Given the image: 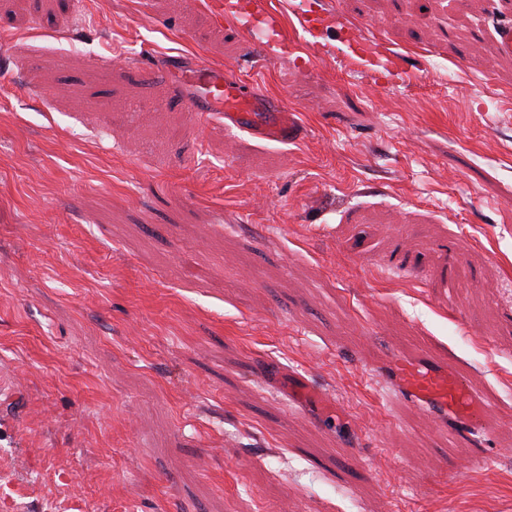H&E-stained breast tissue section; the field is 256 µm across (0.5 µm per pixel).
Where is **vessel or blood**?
I'll list each match as a JSON object with an SVG mask.
<instances>
[{"mask_svg":"<svg viewBox=\"0 0 512 512\" xmlns=\"http://www.w3.org/2000/svg\"><path fill=\"white\" fill-rule=\"evenodd\" d=\"M243 9L248 16V29L258 21L273 20L275 11L268 0H246ZM334 14L317 8L300 14L298 24L307 33L335 22ZM171 67L183 90L182 100L189 111L207 114L223 113L226 119L240 128L251 125L260 113H271L267 131L276 138L290 137L292 130L285 122L287 103L265 95L258 87L239 82L224 69L172 58ZM383 377L397 385L409 402L425 409L439 422H453L458 434H469L482 415L481 399L454 372L442 363L420 358L412 362L400 360L387 365Z\"/></svg>","mask_w":512,"mask_h":512,"instance_id":"1","label":"vessel or blood"}]
</instances>
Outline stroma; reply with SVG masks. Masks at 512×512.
Listing matches in <instances>:
<instances>
[{"label":"stroma","instance_id":"stroma-1","mask_svg":"<svg viewBox=\"0 0 512 512\" xmlns=\"http://www.w3.org/2000/svg\"><path fill=\"white\" fill-rule=\"evenodd\" d=\"M225 2L0 0V512H512V6L288 0L273 60ZM178 55L300 136L188 112ZM423 354L470 435L380 378ZM297 19L300 28L305 33H312L314 30L320 29L326 24L334 23L335 21L336 24H339V18L337 15L335 16L330 12H324L315 7L303 14H300Z\"/></svg>","mask_w":512,"mask_h":512}]
</instances>
